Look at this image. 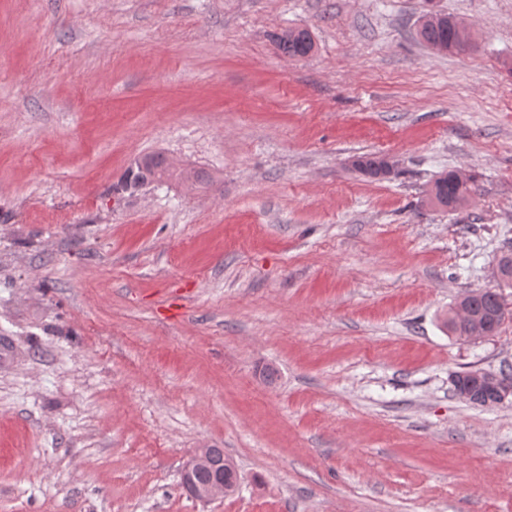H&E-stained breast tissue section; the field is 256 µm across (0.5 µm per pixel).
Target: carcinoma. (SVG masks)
Segmentation results:
<instances>
[{
	"instance_id": "carcinoma-1",
	"label": "carcinoma",
	"mask_w": 512,
	"mask_h": 512,
	"mask_svg": "<svg viewBox=\"0 0 512 512\" xmlns=\"http://www.w3.org/2000/svg\"><path fill=\"white\" fill-rule=\"evenodd\" d=\"M417 34L421 41L436 51L444 48L449 52H459L474 44L471 29L441 11L435 12L434 20L420 22ZM275 44L282 54L291 58L306 57L314 48L310 33L299 28L276 35ZM149 158V165L125 172L121 180L122 190L133 191L169 172L163 155L151 154ZM352 166L372 178L386 177L381 167V156L376 154L358 156ZM476 192L475 176L452 170L440 174L432 182L426 202L443 210H456L468 203ZM508 316L509 311L497 291H472L457 302L445 325L460 338L487 337L494 335Z\"/></svg>"
}]
</instances>
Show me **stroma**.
Here are the masks:
<instances>
[{
  "instance_id": "obj_1",
  "label": "stroma",
  "mask_w": 512,
  "mask_h": 512,
  "mask_svg": "<svg viewBox=\"0 0 512 512\" xmlns=\"http://www.w3.org/2000/svg\"><path fill=\"white\" fill-rule=\"evenodd\" d=\"M150 153L207 180L118 190ZM509 252L512 0H0V512H512V397L451 383L512 320L443 325ZM435 14V19L425 22L423 18ZM417 34L430 48L439 51L445 48L447 52H459L470 48L474 44L471 29L447 13L429 9L422 17ZM278 50L291 58L308 56L314 48L310 33L306 29H288L276 35ZM477 192L475 176L460 171L440 174L427 191L426 202L443 210H456ZM210 454L208 448L197 449L184 465L181 471V486L195 500L208 502L223 498L230 493L236 485L229 488L224 485V472L213 475L205 482L197 481L200 471L210 468Z\"/></svg>"
}]
</instances>
